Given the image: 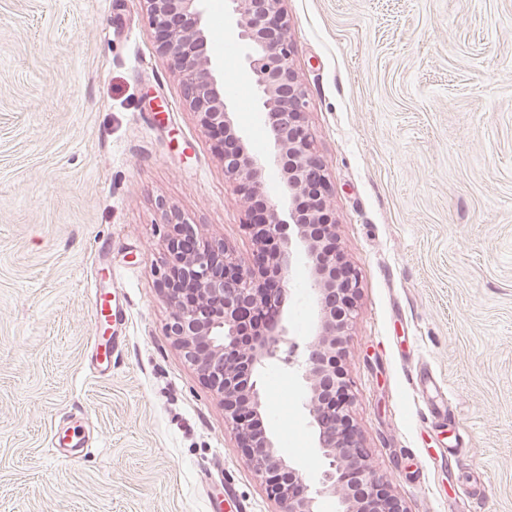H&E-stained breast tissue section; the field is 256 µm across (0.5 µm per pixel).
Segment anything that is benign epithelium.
I'll list each match as a JSON object with an SVG mask.
<instances>
[{
    "label": "benign epithelium",
    "instance_id": "benign-epithelium-1",
    "mask_svg": "<svg viewBox=\"0 0 512 512\" xmlns=\"http://www.w3.org/2000/svg\"><path fill=\"white\" fill-rule=\"evenodd\" d=\"M160 52L180 77L184 105L201 116L218 142L224 175L242 191L244 227L274 248L257 245L248 265L223 240L198 225L169 222L159 288L171 309L169 333L187 362L222 397L224 417L265 483L279 512H320L323 496L338 512H407L371 464L354 424L351 381L336 369L347 330L358 314L359 274L336 249L328 207L327 167L306 120V93L292 66L284 0H225L244 50L245 72L266 114L267 140L282 162L276 194L265 190V166L235 122L224 96V73L208 52L206 0H143ZM288 220H283V215ZM292 224L284 236L282 224ZM306 272L316 321L300 344L285 318L294 276ZM280 365L304 383L302 407L323 469L308 480L272 433L258 435L253 419L267 407L261 373Z\"/></svg>",
    "mask_w": 512,
    "mask_h": 512
}]
</instances>
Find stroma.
<instances>
[{
  "mask_svg": "<svg viewBox=\"0 0 512 512\" xmlns=\"http://www.w3.org/2000/svg\"><path fill=\"white\" fill-rule=\"evenodd\" d=\"M345 259L355 423L409 512H512V0H285ZM210 51L264 116L209 0ZM255 248L142 0H0V512H277L167 334V214ZM120 320H92L91 304ZM266 430L309 478L303 383ZM64 437L51 445L53 434Z\"/></svg>",
  "mask_w": 512,
  "mask_h": 512,
  "instance_id": "1",
  "label": "stroma"
}]
</instances>
